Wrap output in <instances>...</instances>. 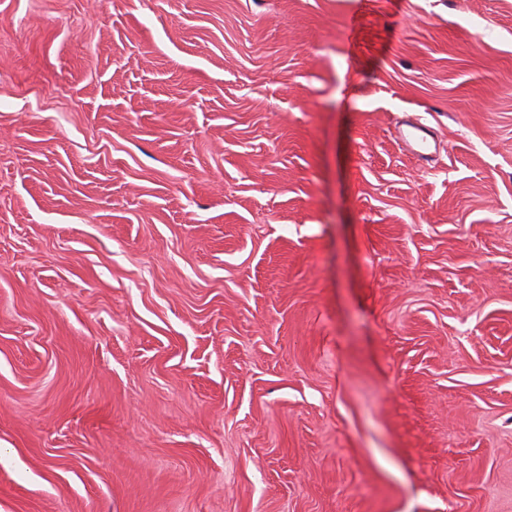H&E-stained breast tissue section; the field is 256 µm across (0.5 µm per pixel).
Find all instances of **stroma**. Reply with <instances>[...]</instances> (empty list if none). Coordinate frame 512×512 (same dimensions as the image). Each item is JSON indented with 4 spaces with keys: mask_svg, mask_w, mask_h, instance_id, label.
<instances>
[{
    "mask_svg": "<svg viewBox=\"0 0 512 512\" xmlns=\"http://www.w3.org/2000/svg\"><path fill=\"white\" fill-rule=\"evenodd\" d=\"M0 512H512V0H0ZM409 130H399V138L405 143L412 154L428 162L431 144L427 129L419 124L409 126Z\"/></svg>",
    "mask_w": 512,
    "mask_h": 512,
    "instance_id": "obj_1",
    "label": "stroma"
}]
</instances>
